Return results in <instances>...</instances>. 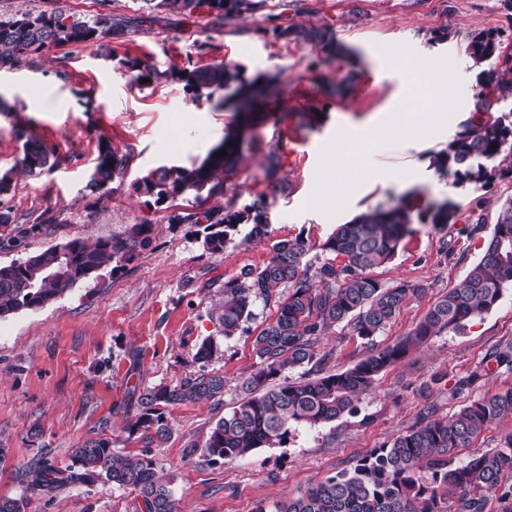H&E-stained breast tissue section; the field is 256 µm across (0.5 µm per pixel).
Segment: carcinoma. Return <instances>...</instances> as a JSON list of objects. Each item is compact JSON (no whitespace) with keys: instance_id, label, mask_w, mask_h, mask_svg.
<instances>
[{"instance_id":"cac0c4a2","label":"carcinoma","mask_w":512,"mask_h":512,"mask_svg":"<svg viewBox=\"0 0 512 512\" xmlns=\"http://www.w3.org/2000/svg\"><path fill=\"white\" fill-rule=\"evenodd\" d=\"M150 14L164 13L183 19L215 17L219 21L253 15L266 0H141ZM148 22L144 17L100 13L89 20L74 19L61 12L26 13L19 18H0V68L17 67L32 52L64 45H96L108 49V40L124 37ZM275 39L318 47L329 56L347 49L336 41L331 26L304 27L276 24L263 29ZM506 31L478 33L466 46L476 64L491 61L481 72L486 92L477 103V113L486 119H470L439 154L437 166L454 177V185H484L493 171L512 174V107L500 104L512 98V55L503 54ZM124 65L137 79L159 82L179 79L193 92L212 96L231 90L250 92L245 106L237 109L238 130L200 163L173 167L160 176L143 179L146 192L157 200L196 192V199L224 195V178L242 159L245 133L253 121V106L261 84L276 77L259 75L247 80L241 69L228 63H209L181 69L159 70L142 59ZM225 151L227 156L215 153ZM55 156L45 143L27 139L19 160L21 170L33 174L53 166ZM130 157L108 144L99 147L91 187L99 190L124 173ZM282 155L266 157L265 178L279 189ZM267 194L256 193L241 208L234 200L222 207L198 208L172 216L179 224H203V247L214 255L224 254L230 233L250 224L248 237L261 239L266 231ZM459 209L446 200L419 213L422 224L448 226L457 223ZM410 204L378 206L340 224L321 243L303 238L282 239L272 245L263 266L244 268L224 280L221 299L210 317L219 335L228 339L244 329L254 316L256 303L273 305L274 320L263 325L253 341L258 358L241 384L244 397L219 419L203 445V455L213 463L229 464L259 448L283 444L292 430L328 424L359 411L365 395L373 390L377 376L401 361L411 349L427 344L448 331L459 332L482 318L499 302L504 288L512 286V200L497 214L481 258L463 280L438 298L405 339L394 345L371 349V354L342 372L323 373L328 360L321 353L319 338L331 326L345 323L353 335L370 345L398 315L410 298L425 296L431 286L423 282L389 285L374 271L394 261L401 241L410 233ZM152 225L134 224L122 237L72 240L49 247L23 260L0 265V319L21 310H33L57 300L80 283L95 278L110 265L118 269L150 245ZM313 250L326 255L310 257ZM288 289L284 294L278 288ZM221 353V343L208 337L198 345L195 358L207 362ZM496 372L512 373V343L489 354ZM303 368V377L290 380L284 373ZM488 368L472 371L455 381L456 394L472 388L487 375ZM224 393V377L190 374L176 385L128 388L136 414L128 419V436L140 435L149 445L165 442L171 428L164 409L186 402L214 400ZM512 417V387L486 395L462 407L449 418L437 419L427 412L408 430L372 449L335 475L312 483L295 496L275 505V512H448V493H453L455 512H486L488 496L497 497L500 512H512V431L497 447L474 452L457 461L462 448H469L489 428ZM103 478L137 492L142 512H177L169 483L160 478L152 457L142 454L120 457L107 438L85 441L75 450L73 463L59 469L43 462L36 470L34 488L47 490Z\"/></svg>"}]
</instances>
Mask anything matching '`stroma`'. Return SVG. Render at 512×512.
<instances>
[{
  "label": "stroma",
  "instance_id": "35a3bbf8",
  "mask_svg": "<svg viewBox=\"0 0 512 512\" xmlns=\"http://www.w3.org/2000/svg\"><path fill=\"white\" fill-rule=\"evenodd\" d=\"M267 5L266 12L222 26L162 14L147 32L110 42L108 52L66 45L0 69V175H12L9 192L0 195V211L13 218L12 232L0 231V265L73 239L121 236L145 221L153 226L151 245L123 268H103L51 304L0 320V498H27L26 512H141L134 491L102 479L32 493L36 463L66 468L75 448L99 437L109 439L117 455L149 451L158 475L172 488L178 512H255L261 504L270 510L404 433L424 408L447 418L512 384V374L489 371L474 388L450 393L456 377L486 368L490 352L512 341L509 287L483 318L461 332L433 337L382 372L356 416L297 429L285 443L231 464L204 457L212 427L238 404L240 381L256 363V334L276 315L275 308L256 305L246 331L223 340L220 355L199 365L194 354L203 339L217 333L210 312L225 279L262 266L278 240L299 236L318 243L357 214L402 200L418 210L451 201L459 208L457 223L415 224L395 261L377 272L391 285L431 286L426 297L407 301L376 337L374 345L382 348L408 336L429 306L481 257L485 235L461 234V226L480 221L492 228L500 205L512 199V174L495 175L483 187H457L436 164L482 90V68L464 51L468 37L511 23L501 0H267ZM41 11L88 19L101 7L97 0H0L4 19ZM269 14L285 25L332 26L350 53L331 59L312 46L259 34ZM443 28L448 37L441 40L437 33ZM203 42L212 50L200 56L196 46ZM399 50L446 72L458 90L454 108L441 116L436 142L411 137L380 156L384 170L412 172L411 189L344 171L337 199L329 201L318 186L336 139L430 93L416 70L395 59ZM135 57L151 58L161 70L183 67L190 59L201 65L223 60L239 65L250 79L278 75V84L256 106L250 146L224 183L225 196L240 206L267 193L266 238L248 239L243 224L223 255L210 254L201 243L202 225L172 221L173 215L197 209L194 193L159 204L145 192L143 178L158 169L202 162L232 129L235 116L225 108L223 94L199 99L176 79L135 81L124 66ZM19 126L54 148L52 169L15 174L23 145L14 133ZM286 132L309 141L316 152L305 163H285L281 176L288 188L281 191L265 179L264 163ZM103 143L129 153L131 161L121 177L96 191L90 179ZM44 213L51 223H38ZM446 242L452 246L448 254L442 251ZM371 346L349 328L332 326L320 344L330 355L326 371L354 366ZM202 370L223 376L220 398L169 407L172 433L161 446L148 449L139 438H128L124 424L136 412L128 404L129 386L174 385Z\"/></svg>",
  "mask_w": 512,
  "mask_h": 512
}]
</instances>
